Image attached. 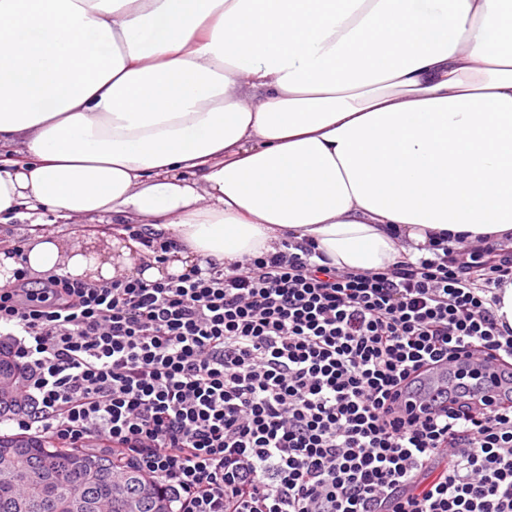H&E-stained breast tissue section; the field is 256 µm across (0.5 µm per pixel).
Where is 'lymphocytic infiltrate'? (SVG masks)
I'll use <instances>...</instances> for the list:
<instances>
[{
  "label": "lymphocytic infiltrate",
  "instance_id": "obj_1",
  "mask_svg": "<svg viewBox=\"0 0 512 512\" xmlns=\"http://www.w3.org/2000/svg\"><path fill=\"white\" fill-rule=\"evenodd\" d=\"M0 288L20 430L150 476L171 512H512V248L383 271L316 248Z\"/></svg>",
  "mask_w": 512,
  "mask_h": 512
}]
</instances>
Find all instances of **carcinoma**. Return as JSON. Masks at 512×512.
<instances>
[{
	"label": "carcinoma",
	"instance_id": "obj_1",
	"mask_svg": "<svg viewBox=\"0 0 512 512\" xmlns=\"http://www.w3.org/2000/svg\"><path fill=\"white\" fill-rule=\"evenodd\" d=\"M26 368L0 341V420L22 411ZM156 482L112 457L29 434L0 435V512H171Z\"/></svg>",
	"mask_w": 512,
	"mask_h": 512
}]
</instances>
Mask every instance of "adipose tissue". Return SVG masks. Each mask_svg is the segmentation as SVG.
<instances>
[{"label":"adipose tissue","mask_w":512,"mask_h":512,"mask_svg":"<svg viewBox=\"0 0 512 512\" xmlns=\"http://www.w3.org/2000/svg\"><path fill=\"white\" fill-rule=\"evenodd\" d=\"M42 207L143 225L172 274L286 233L358 271L512 240V0H0V223Z\"/></svg>","instance_id":"adipose-tissue-1"}]
</instances>
